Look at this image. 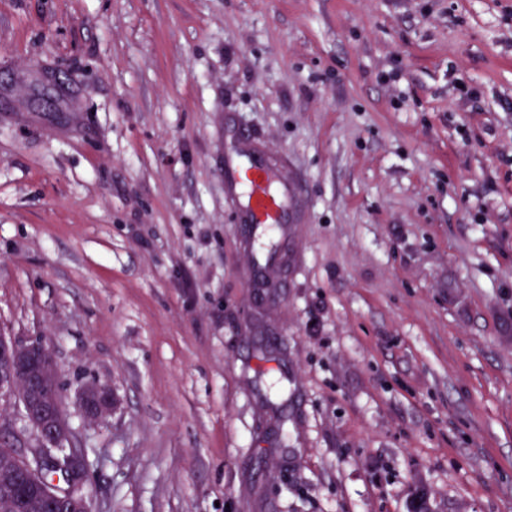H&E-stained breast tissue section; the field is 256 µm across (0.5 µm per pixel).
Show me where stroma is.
Masks as SVG:
<instances>
[{
	"mask_svg": "<svg viewBox=\"0 0 512 512\" xmlns=\"http://www.w3.org/2000/svg\"><path fill=\"white\" fill-rule=\"evenodd\" d=\"M0 334L118 394L91 512H512V0H0ZM268 162L261 153L235 144L224 160V188L243 197L241 224L285 230L295 220L297 187Z\"/></svg>",
	"mask_w": 512,
	"mask_h": 512,
	"instance_id": "1",
	"label": "stroma"
}]
</instances>
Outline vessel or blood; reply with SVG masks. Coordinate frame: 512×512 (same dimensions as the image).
<instances>
[{"instance_id": "obj_1", "label": "vessel or blood", "mask_w": 512, "mask_h": 512, "mask_svg": "<svg viewBox=\"0 0 512 512\" xmlns=\"http://www.w3.org/2000/svg\"><path fill=\"white\" fill-rule=\"evenodd\" d=\"M224 188L229 195L243 198L241 223L284 230L295 220L296 186L246 145L235 144L226 155Z\"/></svg>"}]
</instances>
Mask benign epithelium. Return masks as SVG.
Returning a JSON list of instances; mask_svg holds the SVG:
<instances>
[{
  "mask_svg": "<svg viewBox=\"0 0 512 512\" xmlns=\"http://www.w3.org/2000/svg\"><path fill=\"white\" fill-rule=\"evenodd\" d=\"M0 396L17 402L36 440L25 450L0 443V462L25 477L22 495L29 512H89L87 467L64 410L60 373L51 349L41 340L18 342L0 336ZM114 389L95 382L80 387L74 406L92 422L107 420L119 408Z\"/></svg>",
  "mask_w": 512,
  "mask_h": 512,
  "instance_id": "1",
  "label": "benign epithelium"
}]
</instances>
